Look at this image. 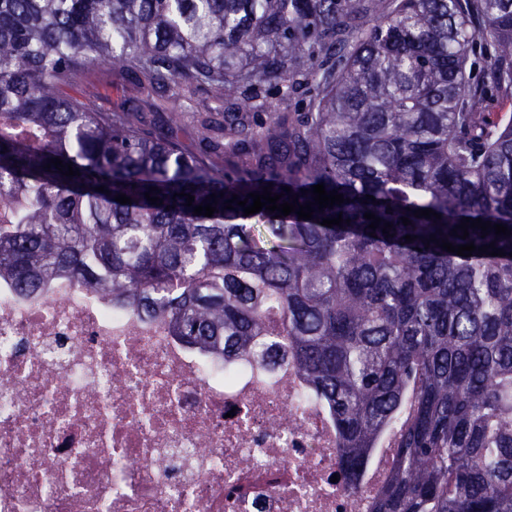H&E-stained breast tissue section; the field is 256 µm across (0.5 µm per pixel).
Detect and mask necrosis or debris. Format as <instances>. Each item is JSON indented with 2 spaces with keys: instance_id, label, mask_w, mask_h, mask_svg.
<instances>
[{
  "instance_id": "1",
  "label": "necrosis or debris",
  "mask_w": 512,
  "mask_h": 512,
  "mask_svg": "<svg viewBox=\"0 0 512 512\" xmlns=\"http://www.w3.org/2000/svg\"><path fill=\"white\" fill-rule=\"evenodd\" d=\"M259 339L232 374L156 322L60 281L0 285V512H371L336 426Z\"/></svg>"
}]
</instances>
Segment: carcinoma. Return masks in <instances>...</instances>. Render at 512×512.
Instances as JSON below:
<instances>
[{
    "label": "carcinoma",
    "mask_w": 512,
    "mask_h": 512,
    "mask_svg": "<svg viewBox=\"0 0 512 512\" xmlns=\"http://www.w3.org/2000/svg\"><path fill=\"white\" fill-rule=\"evenodd\" d=\"M99 65L149 95L224 97V142L205 117L189 153L176 106L155 133L63 91ZM270 87L276 104L256 103ZM494 91L512 92V0H0V280L93 290L226 363L286 336L282 360L336 424L344 488L397 429L371 512H512V235L456 229L512 231ZM299 93L306 111H280ZM320 183L350 202L311 220L225 208L269 185L305 205ZM212 194L214 215L194 214Z\"/></svg>",
    "instance_id": "cac0c4a2"
}]
</instances>
